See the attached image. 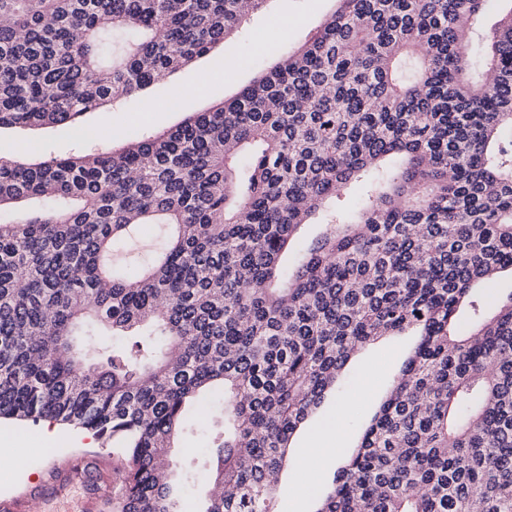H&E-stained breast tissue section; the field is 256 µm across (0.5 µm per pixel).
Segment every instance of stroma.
Wrapping results in <instances>:
<instances>
[{
  "label": "stroma",
  "instance_id": "obj_1",
  "mask_svg": "<svg viewBox=\"0 0 512 512\" xmlns=\"http://www.w3.org/2000/svg\"><path fill=\"white\" fill-rule=\"evenodd\" d=\"M335 8L336 0H269L264 10L251 16L248 35L197 58L152 86L147 94L128 98L117 111L87 113L83 122L87 128L98 130L96 140L79 141L51 127L5 130L0 132V154H12L18 145L27 144L34 155L63 156L78 143L88 149L117 148L131 132L165 131L189 113L206 111L252 83L260 73L264 37L271 27L285 26L289 38L298 42ZM202 70L213 74L206 91L197 96H177V89L193 84ZM148 99L161 102L162 110L145 111ZM414 342L411 336H388L362 348L350 362L335 400L326 402L293 440L289 451L292 463L284 469L277 491L280 512H314L319 493L330 487L337 469L359 444ZM47 425L44 419H0V497L19 496L42 484L47 478L44 465L50 460L61 465L83 454H97L107 462L118 459V449L97 436L88 437L82 429L64 426L56 437L49 438L44 434ZM314 450L324 455L325 462L320 470L304 471L301 464Z\"/></svg>",
  "mask_w": 512,
  "mask_h": 512
}]
</instances>
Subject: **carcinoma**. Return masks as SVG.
Instances as JSON below:
<instances>
[{
  "mask_svg": "<svg viewBox=\"0 0 512 512\" xmlns=\"http://www.w3.org/2000/svg\"><path fill=\"white\" fill-rule=\"evenodd\" d=\"M267 2L0 0V129L75 134ZM337 2L170 130L0 155V417L119 449L108 512H182L201 471L197 512H277L291 439L352 351L406 333L315 512H512V293H474L512 271V9L476 49L484 0ZM144 224L166 226L161 250L114 264ZM191 411L207 446L163 478Z\"/></svg>",
  "mask_w": 512,
  "mask_h": 512,
  "instance_id": "1",
  "label": "carcinoma"
}]
</instances>
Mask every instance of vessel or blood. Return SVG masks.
<instances>
[{"instance_id":"obj_1","label":"vessel or blood","mask_w":512,"mask_h":512,"mask_svg":"<svg viewBox=\"0 0 512 512\" xmlns=\"http://www.w3.org/2000/svg\"><path fill=\"white\" fill-rule=\"evenodd\" d=\"M111 494V484L98 479L97 462L90 456L74 460L63 474L34 489L49 512H95L98 500Z\"/></svg>"}]
</instances>
